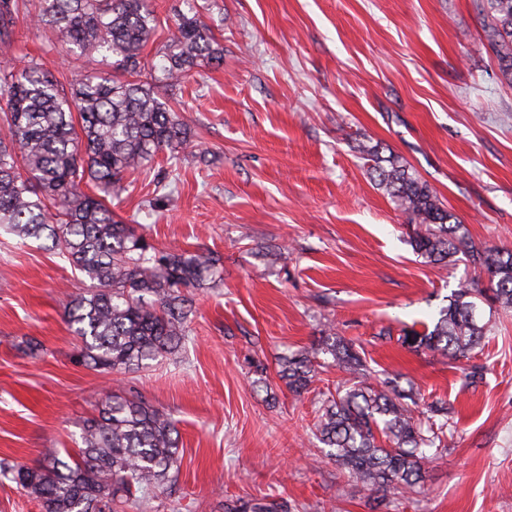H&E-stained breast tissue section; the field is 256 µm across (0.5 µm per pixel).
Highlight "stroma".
Masks as SVG:
<instances>
[{"instance_id":"stroma-1","label":"stroma","mask_w":512,"mask_h":512,"mask_svg":"<svg viewBox=\"0 0 512 512\" xmlns=\"http://www.w3.org/2000/svg\"><path fill=\"white\" fill-rule=\"evenodd\" d=\"M222 67L190 73L170 107L194 148L171 194L127 175L112 208L157 247L210 250L224 279L194 291L182 347L135 373L75 361L68 260L0 230V463L76 451L104 395L138 392L179 431L180 468L151 512H224L266 498L290 512H512V309L481 302L493 327L471 359L402 345L475 276L465 253L445 266L412 249V227L377 183L361 145L398 156L437 192L479 246L512 248V84L481 47L477 0H207ZM156 32L140 79L172 37L186 0H152ZM15 24L0 65L39 59L59 84L107 72L67 53L57 32ZM280 252L278 262L267 254ZM363 351L376 376L414 384L453 408L448 448L417 493L375 506L373 492L326 459L318 410L348 373L328 367L302 396L277 359L326 326ZM388 329L389 339L379 338ZM34 338L43 349L23 351ZM482 379L466 383L470 365Z\"/></svg>"}]
</instances>
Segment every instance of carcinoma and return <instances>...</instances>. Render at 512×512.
<instances>
[{
	"mask_svg": "<svg viewBox=\"0 0 512 512\" xmlns=\"http://www.w3.org/2000/svg\"><path fill=\"white\" fill-rule=\"evenodd\" d=\"M25 0H0V44L9 42ZM482 47L512 83V0H482ZM34 22L58 32L81 55H100L125 79L89 77L64 90L35 59L0 68V228L20 238L44 239L94 287L78 293L67 311L79 340L77 359L94 370L131 373L181 346L193 301L191 288L221 279L223 261L212 252L155 247L137 228L116 219L112 196L130 170L166 150L168 160L192 143L179 115L155 87L134 79L155 29L150 0H39ZM224 49L198 11L179 15L157 68L164 91L203 64H220ZM378 185L418 225L410 243L432 264L446 265L463 250L488 276L452 293L432 325L404 332L415 351L459 358L481 345L492 327L476 315L474 299L512 309V249L480 248L432 187L393 154L375 146ZM91 182L97 194L81 190ZM331 355L357 384L319 408L317 431L325 457L386 501L425 479L427 466L448 447L451 408L431 402L419 411L414 388L389 377L368 381L366 359L352 344L324 330L309 350L280 359L279 377L299 396L310 388L317 355ZM175 423L141 398L114 393L101 399L82 427L76 455L47 448L36 466H5L11 481L37 499L42 512H118L135 494L146 502L178 470ZM227 512H288L284 503L251 499Z\"/></svg>",
	"mask_w": 512,
	"mask_h": 512,
	"instance_id": "carcinoma-1",
	"label": "carcinoma"
}]
</instances>
